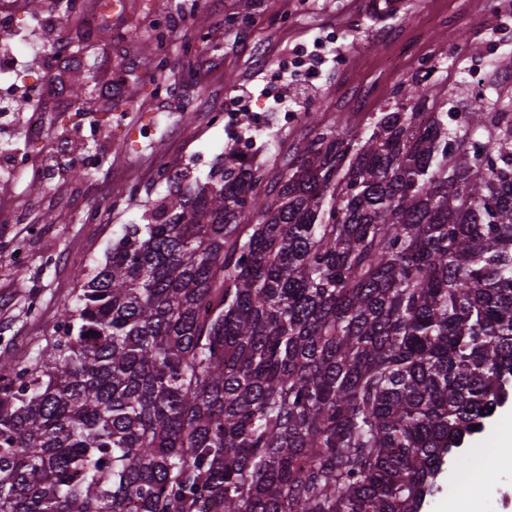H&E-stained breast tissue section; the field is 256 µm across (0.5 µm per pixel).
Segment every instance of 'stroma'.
<instances>
[{"label": "stroma", "mask_w": 512, "mask_h": 512, "mask_svg": "<svg viewBox=\"0 0 512 512\" xmlns=\"http://www.w3.org/2000/svg\"><path fill=\"white\" fill-rule=\"evenodd\" d=\"M61 2L45 0L47 9L61 12L57 27L75 47V64L35 73L46 88L41 133H29L21 113L12 139L0 140V150L16 149L24 159L19 169L0 170V352L24 356L45 346L62 305L79 289L75 267L94 272L123 225L141 223L155 207L167 179L184 186L217 173L218 156L233 141L211 117L224 111L228 97H249V111L238 115V134L250 142L257 160L280 174L310 128L295 116L266 111L258 93L282 55L313 43L322 30L347 29L331 47L335 59L312 84L305 106L324 126L342 117L364 128L371 115L392 104L394 89L447 44L455 46V58L431 75L445 111L473 105L475 64L493 53L499 56V84L512 90V44L499 34L512 27V16L498 15L495 0H405L400 17L385 13L390 0H379L377 13L368 10V0H314L310 13L296 16L291 0H204L190 11L187 0H125L123 14L97 23L91 32L82 16L99 14L100 0H76V7L66 10ZM463 6L471 15L466 24L457 19ZM243 9L250 10L253 25L229 28L226 16ZM170 14L204 30L206 38L194 70L174 61L160 76L145 69L143 59L153 48L156 21ZM132 25L140 31L135 41L127 36ZM78 71L88 73L90 85L79 99L68 91ZM117 72L125 76L119 94L94 99L92 86ZM228 74L234 84L225 83ZM72 142L81 146L71 156L74 166L90 169L93 178L79 182L65 174L48 180L46 156ZM162 163L169 173L165 179L158 174ZM34 180L44 185L37 195L28 191ZM129 186L133 194L112 206L115 193ZM33 301L35 314L29 311ZM506 451L512 453V404L477 436L466 467L445 475L430 512H460L459 501L472 491L500 483V475L482 461Z\"/></svg>", "instance_id": "obj_1"}]
</instances>
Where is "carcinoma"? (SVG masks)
<instances>
[{
  "label": "carcinoma",
  "instance_id": "cac0c4a2",
  "mask_svg": "<svg viewBox=\"0 0 512 512\" xmlns=\"http://www.w3.org/2000/svg\"><path fill=\"white\" fill-rule=\"evenodd\" d=\"M399 94L366 136L307 113L275 178L224 151L75 269L0 354V512H422L512 395V112Z\"/></svg>",
  "mask_w": 512,
  "mask_h": 512
}]
</instances>
